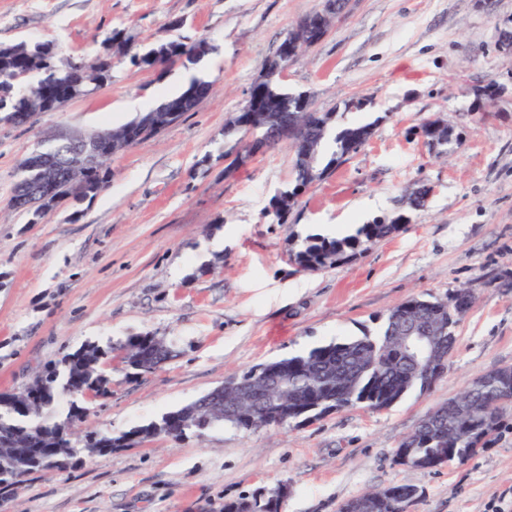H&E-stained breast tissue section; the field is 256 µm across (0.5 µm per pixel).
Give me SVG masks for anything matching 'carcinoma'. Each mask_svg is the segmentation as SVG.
<instances>
[{"instance_id":"cac0c4a2","label":"carcinoma","mask_w":512,"mask_h":512,"mask_svg":"<svg viewBox=\"0 0 512 512\" xmlns=\"http://www.w3.org/2000/svg\"><path fill=\"white\" fill-rule=\"evenodd\" d=\"M197 49L195 58L210 52L205 40L161 41L142 55H133L132 62L140 67H154L155 57H167L168 64L179 61L186 48ZM111 63L106 57L92 61L69 60L63 65L54 62L52 54H38L33 51L4 57L0 55V121L22 125L17 116L28 111L26 94L35 93L46 102V111H56L64 102L75 96L93 91L101 82L110 77ZM280 72L271 68L259 85L261 101L282 111H299L302 115V130L313 136L321 134L315 153L308 161L295 158V184L289 192L295 194L299 188L313 184L310 172L325 173L345 155L363 145L358 136L369 133L368 124H352L336 132L333 143L335 150L327 163H322L324 141L330 134L333 112H317L313 109L302 111V94H291L280 86ZM210 83L194 80L189 87L176 97H170L157 106L137 115L131 121L115 127V131L127 129L138 140L148 139L141 135L138 126L152 114L176 105L189 96L198 98L192 104L206 98L203 91ZM86 188L78 193L69 189L59 191L61 199L94 196L107 183V171L101 170L85 175ZM400 225L383 219L361 224L355 233L345 237L326 238L308 236L294 253L296 264L304 271L330 268L346 257L347 252L366 246L399 231ZM425 299L412 298L391 308L385 318L380 334L363 335L340 342H330L315 347L305 354L294 355L266 363L272 380L279 386L266 394L255 405L240 402L236 389L224 391V410L209 414L195 413V404L190 403L163 414L160 420L136 427L112 437V443L98 449L108 452L114 448L133 445L137 439L146 438L154 432L173 430L182 437L188 433L200 434L215 424H229L243 432L283 425L298 420L318 417L329 410H341L357 404L370 408H386L401 399L408 391L418 388L425 390L414 366L396 349V339L401 330L410 322L411 308L423 307L430 314L437 313L436 319L449 322L448 301L434 300L424 306ZM129 355L128 365L138 369L142 359H154L153 337L133 336L124 345ZM106 352L97 346L67 354L61 360L64 370L51 364L36 376L34 385L41 390L37 402L25 411L16 408V403L29 397L30 388L20 392H0V486L18 485L22 478L42 470L45 457L53 448H67L70 454L63 455L56 468L72 464L77 455L73 433L64 428V422L48 417L59 393H70L74 389L93 391L100 396L107 394V380L98 371L97 365L105 358ZM508 383L495 377L489 378L482 387L469 391V399L459 414L464 420L463 427L449 428L443 433L432 431L430 423L448 413L443 404L429 412L408 434L403 443L412 448V456L434 458L446 457L452 449L462 454L458 461L468 459L464 452L468 448H484L487 437L502 426L507 403H500L502 386L512 389V366L508 367ZM280 487L269 488L261 497L251 496V512H276L278 510Z\"/></svg>"}]
</instances>
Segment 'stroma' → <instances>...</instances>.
<instances>
[{
  "label": "stroma",
  "mask_w": 512,
  "mask_h": 512,
  "mask_svg": "<svg viewBox=\"0 0 512 512\" xmlns=\"http://www.w3.org/2000/svg\"><path fill=\"white\" fill-rule=\"evenodd\" d=\"M323 0H0V46L40 42L56 62L109 56L110 78L36 124L0 123V391L89 345L107 350L109 394L81 430L119 435L158 420L251 367L376 332L411 298L466 288L448 370L385 409L358 404L311 421L242 432L158 435L79 453L63 470L0 491V512H223L227 501L286 486L280 512H337L370 489L408 484L411 512H512V409L485 451L437 470L397 463L403 438L475 378L512 366V0H349L282 86L369 140L303 192L286 223L271 199L294 183L279 144L227 172L225 134L266 60ZM126 44L112 45L114 32ZM206 39L203 58L164 69L131 62L162 40ZM213 85L193 112L109 162L105 189L40 221L10 206L22 160L48 135L90 133L136 117V104ZM500 94L482 98L487 84ZM362 109L345 111L349 100ZM441 118L462 140L438 155L421 126ZM430 189L409 211L419 186ZM409 224L335 267L301 270L308 235L379 218ZM172 357L131 369L132 336Z\"/></svg>",
  "instance_id": "stroma-1"
}]
</instances>
